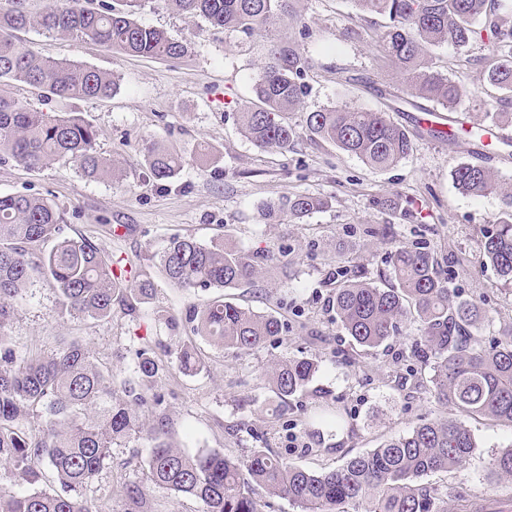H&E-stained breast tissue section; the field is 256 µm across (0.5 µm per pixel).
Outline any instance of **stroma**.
Instances as JSON below:
<instances>
[{"label": "stroma", "mask_w": 512, "mask_h": 512, "mask_svg": "<svg viewBox=\"0 0 512 512\" xmlns=\"http://www.w3.org/2000/svg\"><path fill=\"white\" fill-rule=\"evenodd\" d=\"M293 7L294 17L249 38L188 17L168 0H146L141 18L186 45L179 59L119 55L42 28L19 32V40L42 56L119 77V89L103 99L47 101L28 85L11 89L25 105L74 112L90 121L99 131L97 151L114 164L117 176L90 180L63 160L39 171L9 161L0 163V195L48 198L57 205L67 236L89 239L120 260L127 277H149L156 293L132 314L62 318L53 288L33 282L10 323V344L24 354L47 355L75 339L118 380L129 375L137 349L160 340L194 346L204 370L195 375L170 370L157 387L162 403L141 412L145 424L165 421L172 443L190 453L209 449L240 457L268 446L290 464L323 472L405 435L421 420L447 416L471 430L477 448L461 470L429 475L428 483L489 495L488 461L512 445V424L435 403L415 384L422 371L409 356L412 327L365 353L336 322L329 301L337 269L366 270L372 282L384 286L390 280V246L422 243L462 298L484 302L491 320L481 330L483 339L512 331V286L481 262L483 232L498 217L501 197L464 195L451 178L458 164L478 162L512 186V124L504 127L508 141L488 138L480 144L463 134L448 140L420 131L418 119L434 104L423 99L418 108L406 105L405 87L380 47L385 18L361 15L352 0H295ZM278 39L299 44L310 62L308 93L291 117L294 124L303 125L306 113L323 107L383 111L416 132L409 157L374 170L305 135L287 151L261 149L243 137L238 114L250 106L261 62ZM494 62L479 43L465 49L448 43L434 51L433 69L465 90L458 117L481 118L484 102H495L498 92L484 79ZM151 139L182 156L174 179L155 180L146 169L141 148ZM204 147L210 155L203 161L198 153ZM301 193L325 197L328 208L301 220L285 211L264 216L267 201ZM173 235L201 242L225 236L248 254L287 245L291 278L283 280L268 264L253 285L184 291L167 279L157 258ZM220 295L279 318L284 332L240 356L184 328L191 307ZM161 312L174 317L175 325L158 320ZM288 356L320 360L313 382L320 398L298 395L285 405L275 398L267 370ZM323 403L343 413L342 428L322 422ZM148 455L141 438L113 447L109 469L94 483L105 512H128L125 484L145 480Z\"/></svg>", "instance_id": "35a3bbf8"}]
</instances>
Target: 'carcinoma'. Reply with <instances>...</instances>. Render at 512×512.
<instances>
[{
	"label": "carcinoma",
	"instance_id": "obj_1",
	"mask_svg": "<svg viewBox=\"0 0 512 512\" xmlns=\"http://www.w3.org/2000/svg\"><path fill=\"white\" fill-rule=\"evenodd\" d=\"M191 18L201 17L216 29L252 36L290 16L291 0H172ZM362 13L388 17L380 36L385 56L413 98L457 111L461 87L430 66L434 47L452 43L468 47L488 39L497 62L486 81L502 91L499 101L512 102V21L499 15L504 0H352ZM144 0H115L100 10L80 0H49L38 15L24 0L0 6V161L13 160L38 171L63 159L81 174L98 179L114 173L95 150L98 130L68 112L37 111L15 99L10 87L23 83L41 90L46 99H94L117 91L119 77L92 67L46 59L3 32L42 27L63 36L90 40L115 53L176 59L186 46L141 21ZM489 17V34L475 20ZM309 61L287 40L270 44L253 84L254 101L240 113L244 136L259 148L286 150L300 137L291 121L306 95L302 82ZM509 112H485L472 123L476 136L488 125H502ZM305 129L314 139L334 145L370 167L383 170L413 151L414 134L386 113L363 107H326L306 113ZM143 158L153 178L176 177L182 159L149 140ZM461 192L480 197L502 194L504 209L487 230L482 260L500 279L512 284V189L507 190L482 164L464 162L453 170ZM328 206L321 197L298 194L265 204L268 215L281 210L296 219ZM62 216L47 198L0 196V468L29 485L15 494L0 493V512H102L87 494L108 468L112 447L141 430L138 410L161 402L153 392L169 363L151 348L136 352L132 374L115 382L112 369L99 363L91 349L70 341L49 356L21 355L9 346L5 329L17 304L37 278L57 293V314L110 318L115 308L151 298L149 279L126 280L113 262L86 239L63 234ZM54 241L50 250L42 249ZM168 280L185 290L237 288L253 284L261 264L273 252L248 255L215 240L202 244L174 237L157 254ZM394 283L387 288L340 269L332 309L344 332L364 351L379 348L400 335L405 324L416 331L412 356L429 367L428 391L441 406L471 416H488L512 424V336L478 333L488 320L476 300H461L441 276L426 246L396 245L387 256ZM186 325L194 336L231 350L251 354L280 335L285 325L217 296L190 312ZM172 364L195 374L204 360L194 347L166 346ZM318 361L284 357L271 366L269 384L280 403L308 391ZM39 418L31 425L28 417ZM147 461L151 485L175 495L200 500L204 512H262L263 494L288 499L300 512H486L481 500L453 488L429 487L420 479L459 468L477 448L471 432L457 421L438 418L420 423L407 434L355 455L327 472L289 464L274 449L254 448L244 458L216 451L185 452L170 442L159 421L147 429ZM489 472L497 484L512 483V448L494 457ZM135 512L144 508V486L125 484Z\"/></svg>",
	"mask_w": 512,
	"mask_h": 512
}]
</instances>
